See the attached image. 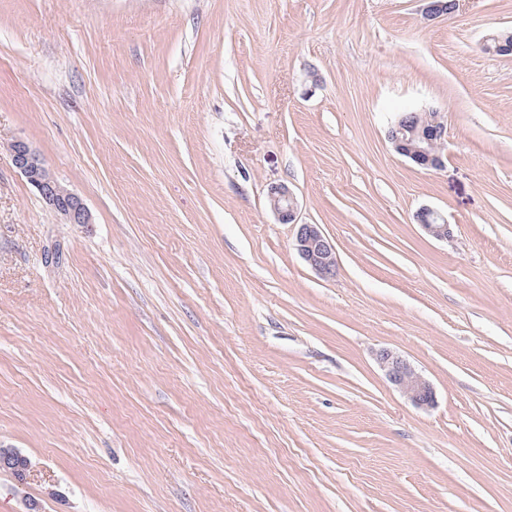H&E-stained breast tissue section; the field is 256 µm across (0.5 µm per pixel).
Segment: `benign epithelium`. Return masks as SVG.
Wrapping results in <instances>:
<instances>
[{
	"label": "benign epithelium",
	"instance_id": "7a95c632",
	"mask_svg": "<svg viewBox=\"0 0 512 512\" xmlns=\"http://www.w3.org/2000/svg\"><path fill=\"white\" fill-rule=\"evenodd\" d=\"M423 19L434 21L457 12L460 0L450 3L444 0H419ZM447 127L441 113L433 114L432 123L419 126L396 121L387 138L394 151L425 168L437 169L443 166V152ZM14 166L36 188L41 198L70 224H88L91 217L88 209L75 193L63 186L51 173L45 162L22 140L7 145ZM268 206L281 224L296 227L294 246L302 260L324 279L336 275V249L331 239L319 224L298 222V203L292 189L285 183L269 189ZM417 220L425 231L437 240H449L452 229L444 216L430 208L417 213ZM375 360L385 373L389 383L418 408H431L435 404V390L426 376L417 370L398 352L380 348L375 350Z\"/></svg>",
	"mask_w": 512,
	"mask_h": 512
}]
</instances>
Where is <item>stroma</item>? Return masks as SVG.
Returning a JSON list of instances; mask_svg holds the SVG:
<instances>
[{"label": "stroma", "instance_id": "obj_1", "mask_svg": "<svg viewBox=\"0 0 512 512\" xmlns=\"http://www.w3.org/2000/svg\"><path fill=\"white\" fill-rule=\"evenodd\" d=\"M510 29L512 0H0V448L30 463L0 512H512V56L481 48ZM428 110L438 170L387 139ZM449 1V0H445ZM420 13L423 19L434 21L448 15V10L452 14L456 13L460 8V0H452V2H444L441 0H419ZM7 148L14 166L49 206L69 224L90 223V213L81 198L57 181L45 162L26 142L15 140ZM267 201L279 223L296 227L294 246L302 260L321 278L334 277L337 270L335 246L321 225L299 224L297 199L288 184L272 186ZM417 220L425 231L437 240H449L452 237V229L444 216L437 210L423 208L417 213ZM375 360L389 383L418 408H431L435 404V390L426 376L398 352L380 348Z\"/></svg>", "mask_w": 512, "mask_h": 512}]
</instances>
